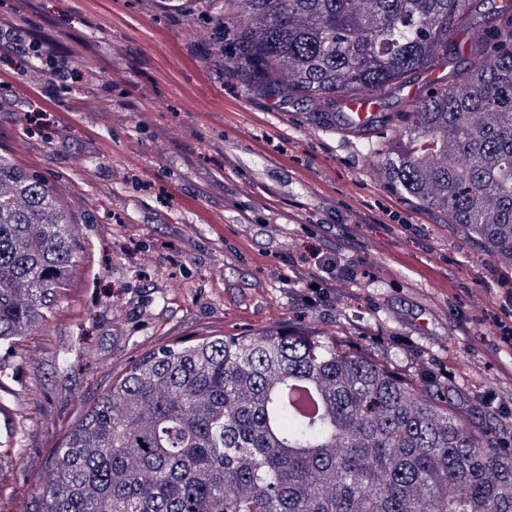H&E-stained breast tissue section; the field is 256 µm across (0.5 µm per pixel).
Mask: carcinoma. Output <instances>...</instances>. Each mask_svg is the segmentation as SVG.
<instances>
[{"label": "carcinoma", "instance_id": "cac0c4a2", "mask_svg": "<svg viewBox=\"0 0 512 512\" xmlns=\"http://www.w3.org/2000/svg\"><path fill=\"white\" fill-rule=\"evenodd\" d=\"M469 4L202 0L225 69L316 105L442 67ZM484 20L483 62L412 100L373 171L512 265V16ZM69 224L47 181L0 158V343L54 305ZM483 413L452 384L420 392L315 336H211L150 353L97 398L36 512H512V422L478 429Z\"/></svg>", "mask_w": 512, "mask_h": 512}]
</instances>
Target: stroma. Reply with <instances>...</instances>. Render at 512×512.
<instances>
[{
    "instance_id": "stroma-1",
    "label": "stroma",
    "mask_w": 512,
    "mask_h": 512,
    "mask_svg": "<svg viewBox=\"0 0 512 512\" xmlns=\"http://www.w3.org/2000/svg\"><path fill=\"white\" fill-rule=\"evenodd\" d=\"M501 0H472L447 70L375 101L360 137L304 102L249 91L211 53L202 10L168 0H0L37 57L0 50V155L69 213V279L38 327L0 344V512H35L51 463L99 395L146 354L265 329L383 355L417 388L454 382L512 417V320L498 264L446 213L372 171L408 99L472 63ZM352 237L321 294L302 258Z\"/></svg>"
}]
</instances>
